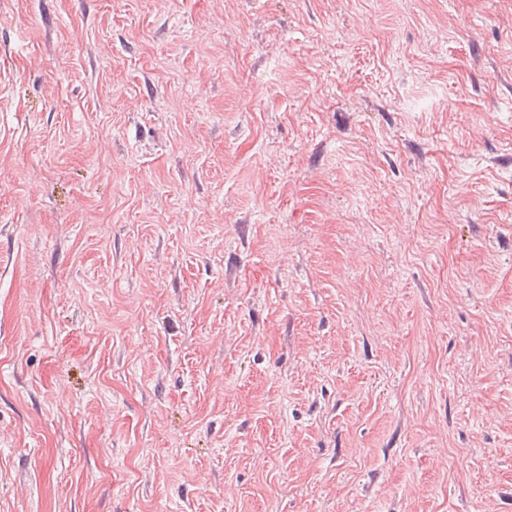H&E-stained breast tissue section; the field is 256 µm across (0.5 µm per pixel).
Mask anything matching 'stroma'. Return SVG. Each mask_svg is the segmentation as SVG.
<instances>
[{
	"instance_id": "obj_1",
	"label": "stroma",
	"mask_w": 512,
	"mask_h": 512,
	"mask_svg": "<svg viewBox=\"0 0 512 512\" xmlns=\"http://www.w3.org/2000/svg\"><path fill=\"white\" fill-rule=\"evenodd\" d=\"M0 512H512V0H0Z\"/></svg>"
}]
</instances>
